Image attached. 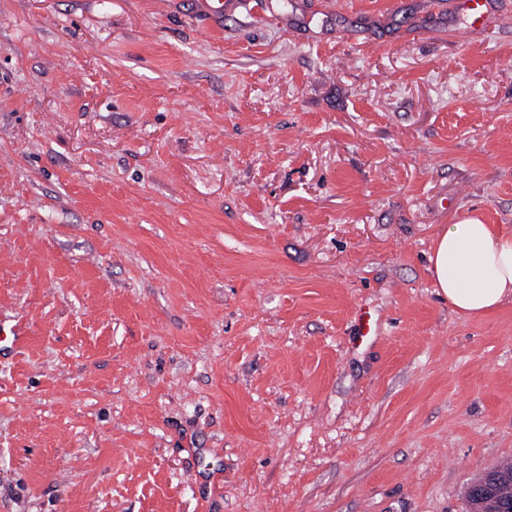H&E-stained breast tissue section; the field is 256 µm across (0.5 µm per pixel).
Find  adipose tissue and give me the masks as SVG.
<instances>
[{
    "mask_svg": "<svg viewBox=\"0 0 512 512\" xmlns=\"http://www.w3.org/2000/svg\"><path fill=\"white\" fill-rule=\"evenodd\" d=\"M441 293L459 312L483 316L512 294V233L475 218L443 228L429 256Z\"/></svg>",
    "mask_w": 512,
    "mask_h": 512,
    "instance_id": "obj_1",
    "label": "adipose tissue"
}]
</instances>
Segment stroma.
Wrapping results in <instances>:
<instances>
[{"mask_svg": "<svg viewBox=\"0 0 512 512\" xmlns=\"http://www.w3.org/2000/svg\"><path fill=\"white\" fill-rule=\"evenodd\" d=\"M0 0V512H468L512 461V0ZM492 0H459L451 2L454 11L467 18L469 32L486 31L491 24L499 25L501 14L491 16ZM440 293L459 312L483 316L512 295V233L476 218L443 228L429 256ZM500 481L484 477L470 485L467 494L475 502H489L497 498V490Z\"/></svg>", "mask_w": 512, "mask_h": 512, "instance_id": "1", "label": "stroma"}]
</instances>
